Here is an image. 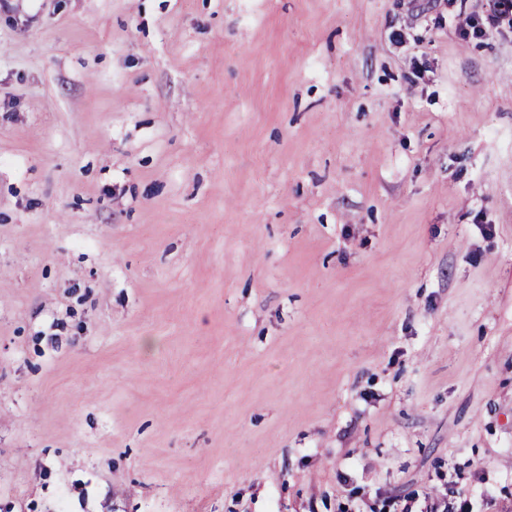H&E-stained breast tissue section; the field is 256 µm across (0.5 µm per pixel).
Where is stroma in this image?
<instances>
[{
	"instance_id": "35a3bbf8",
	"label": "stroma",
	"mask_w": 512,
	"mask_h": 512,
	"mask_svg": "<svg viewBox=\"0 0 512 512\" xmlns=\"http://www.w3.org/2000/svg\"><path fill=\"white\" fill-rule=\"evenodd\" d=\"M485 4L6 0L0 512H512ZM417 497H419L418 493L412 492L404 495L403 497H386L382 501L381 510H388V512H492L494 510H489L493 506H495V499L491 494H486L481 496V505L483 507L481 510H474V503L472 500L467 497L460 503L459 509L455 507L454 503L447 501L446 497L442 498V502L444 504L443 510H438V504L435 502H431L430 504L425 505V511H413V503L416 502Z\"/></svg>"
}]
</instances>
